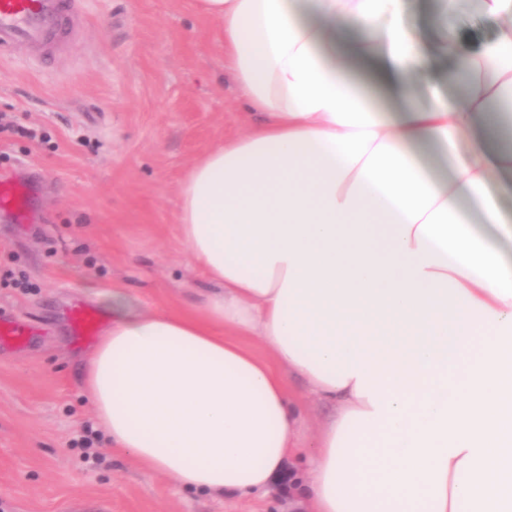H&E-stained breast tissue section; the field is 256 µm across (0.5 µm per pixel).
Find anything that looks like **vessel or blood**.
Returning a JSON list of instances; mask_svg holds the SVG:
<instances>
[{
    "instance_id": "obj_1",
    "label": "vessel or blood",
    "mask_w": 512,
    "mask_h": 512,
    "mask_svg": "<svg viewBox=\"0 0 512 512\" xmlns=\"http://www.w3.org/2000/svg\"><path fill=\"white\" fill-rule=\"evenodd\" d=\"M77 0H0V58L24 48L38 56L62 51L77 14ZM0 210L21 224L33 221L29 189L10 178L0 179ZM76 336L93 337L99 324L97 311L77 305L68 312Z\"/></svg>"
}]
</instances>
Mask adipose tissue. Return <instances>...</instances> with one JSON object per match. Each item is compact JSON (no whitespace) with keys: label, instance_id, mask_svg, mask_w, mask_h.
I'll list each match as a JSON object with an SVG mask.
<instances>
[{"label":"adipose tissue","instance_id":"obj_1","mask_svg":"<svg viewBox=\"0 0 512 512\" xmlns=\"http://www.w3.org/2000/svg\"><path fill=\"white\" fill-rule=\"evenodd\" d=\"M224 28L244 135L195 162L180 232L211 287L191 313L144 314L112 296L83 388L144 475L199 492L265 490L301 464L313 512H512V266L460 206L502 224L491 193L512 172V0L489 48H444L463 104L408 100L424 64L398 0H199ZM361 32L382 61L357 80L330 39ZM481 128L446 182L415 148ZM255 336L270 351L244 346ZM303 378L333 413L300 443Z\"/></svg>","mask_w":512,"mask_h":512}]
</instances>
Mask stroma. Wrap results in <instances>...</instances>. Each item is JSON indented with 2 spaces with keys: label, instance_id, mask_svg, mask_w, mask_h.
<instances>
[{
  "label": "stroma",
  "instance_id": "1",
  "mask_svg": "<svg viewBox=\"0 0 512 512\" xmlns=\"http://www.w3.org/2000/svg\"><path fill=\"white\" fill-rule=\"evenodd\" d=\"M441 0H404L387 24L410 29L429 59L415 101L461 100L444 74ZM65 50L0 61V113L36 138L0 136V177L34 185L37 219L0 211V313L29 324L24 346L0 349V512H308L288 473L270 490L232 500L147 476L93 429L83 355L65 312L112 320L113 292L140 312H190L205 282L178 226L179 185L192 163L241 136L252 116L224 70L221 23L196 0H81ZM462 49L497 38L479 0H457ZM91 433H84V425ZM91 448H81L82 435Z\"/></svg>",
  "mask_w": 512,
  "mask_h": 512
}]
</instances>
